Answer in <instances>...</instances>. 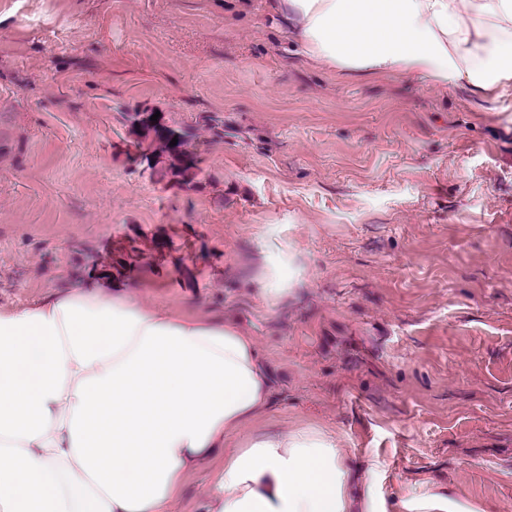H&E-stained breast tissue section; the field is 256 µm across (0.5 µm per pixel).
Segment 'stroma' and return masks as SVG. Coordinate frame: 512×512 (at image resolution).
Instances as JSON below:
<instances>
[{"mask_svg":"<svg viewBox=\"0 0 512 512\" xmlns=\"http://www.w3.org/2000/svg\"><path fill=\"white\" fill-rule=\"evenodd\" d=\"M267 2L0 0V306L108 272L236 322L272 377L257 429L379 462L384 512H512V93L336 75ZM143 110L193 131L194 186ZM156 112H135L130 116V122L142 129L145 137H151V142L156 143L158 149L157 155L164 163L165 174L170 175L176 179L178 184L181 185H193L196 183V179L199 176L201 170L196 167L195 164L188 160L191 152L189 151L190 140L192 134L186 130L180 132L181 139L176 146H170L167 139L160 135H152V130L145 124L142 116L147 120V123L151 127L163 129L169 132L170 139L176 138V132L169 130L164 124L161 116L158 117L157 121H151L152 115ZM404 512H480V509L458 502L436 492L413 494L401 502Z\"/></svg>","mask_w":512,"mask_h":512,"instance_id":"obj_1","label":"stroma"}]
</instances>
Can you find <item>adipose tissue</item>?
<instances>
[{
  "instance_id": "1",
  "label": "adipose tissue",
  "mask_w": 512,
  "mask_h": 512,
  "mask_svg": "<svg viewBox=\"0 0 512 512\" xmlns=\"http://www.w3.org/2000/svg\"><path fill=\"white\" fill-rule=\"evenodd\" d=\"M302 56L344 76L512 85V0H269ZM271 382L253 336L150 305L111 277L0 309V512H170L223 450L209 512H382L375 467L329 431L255 430Z\"/></svg>"
}]
</instances>
